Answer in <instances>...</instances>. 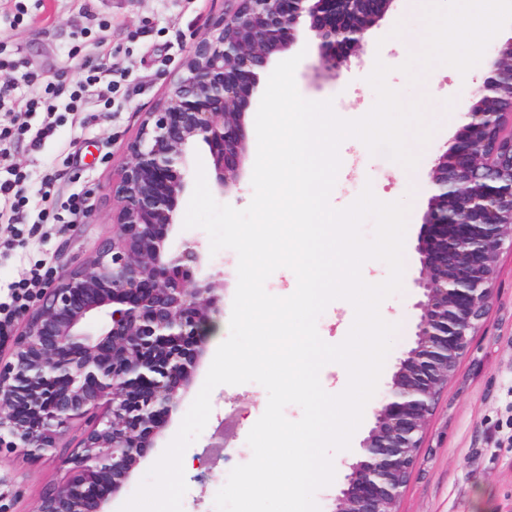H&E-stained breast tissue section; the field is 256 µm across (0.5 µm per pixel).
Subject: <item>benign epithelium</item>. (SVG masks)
Instances as JSON below:
<instances>
[{
  "instance_id": "obj_1",
  "label": "benign epithelium",
  "mask_w": 512,
  "mask_h": 512,
  "mask_svg": "<svg viewBox=\"0 0 512 512\" xmlns=\"http://www.w3.org/2000/svg\"><path fill=\"white\" fill-rule=\"evenodd\" d=\"M225 2L143 115L110 186L112 237L40 289L0 357V450L46 456L73 421L93 417L39 512H105L179 409L224 315V297L197 279L200 243L167 247L189 148L208 147L215 187L230 190L242 177L258 71L302 31L318 41L322 67L340 71L346 57L336 46L359 53L394 0ZM240 37L262 50L241 52ZM506 53L512 42L495 48L461 135L430 171L416 347L400 361L332 512H396L437 394L487 317L497 257L512 241V99L499 101L496 71Z\"/></svg>"
}]
</instances>
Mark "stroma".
<instances>
[{
  "mask_svg": "<svg viewBox=\"0 0 512 512\" xmlns=\"http://www.w3.org/2000/svg\"><path fill=\"white\" fill-rule=\"evenodd\" d=\"M412 0H394L385 16L366 35L361 53L350 55L340 75L320 66L317 42L302 34L297 46L305 57L295 80L306 99L332 100L335 111L360 112L371 108L376 95L366 80L375 60L391 66L389 86L405 100H425L426 120L434 125L431 140L411 143L418 157L414 169L370 154L363 145H341L343 172L330 196L332 206L352 203L364 186H371L382 201H404L409 207L404 246L401 291L385 301L399 331L394 338L376 393L390 388L400 361L415 346L417 307L423 291L416 285L421 276L419 247L425 235L429 173L440 154L457 138L464 115L472 104L485 64H478L470 80L457 77L453 67H433L416 85L399 72L420 41L392 37L396 23L412 27ZM224 0H0V46L11 59L47 81H75L83 69L110 52L126 75L112 88L110 106L88 96L79 115L58 109V128L39 152L12 147L0 157V167H20L33 176L51 170L56 176L54 192L64 198L84 194L88 212L75 224H41L12 228L0 223V351L9 352L20 328L28 300H12L10 286L33 265L53 277L61 267L87 260L100 242L112 235V178L128 159L142 113L152 111L165 86L196 35L209 17L223 13ZM110 22L101 32L100 22ZM269 73L261 71L246 112L248 150L239 185L226 194H216L219 203L237 209L248 206L253 196L251 176L257 151L254 117L267 85ZM238 258L224 249L203 258L200 279L222 288L225 304H232L237 287ZM208 364H201L194 381L183 394L180 411L174 414L135 469L128 488L113 501L108 512L133 495L149 468L175 436L194 398L200 391ZM266 390L258 383L221 385L211 394L212 411L203 432L184 453L187 491L182 512H216L214 500L230 470L247 463L252 450L247 443L251 428L267 405ZM376 421L368 414L346 455H334L335 478L318 490L319 512L339 494L360 457V448ZM88 429L84 420L73 421L61 438L55 456L33 459L21 450L0 453V512H38L45 490L61 478V459L78 445ZM397 512H512V249L503 248L498 259V278L488 317L472 338L448 385L441 391L425 425V438L410 480L396 506Z\"/></svg>",
  "mask_w": 512,
  "mask_h": 512,
  "instance_id": "obj_1",
  "label": "stroma"
}]
</instances>
